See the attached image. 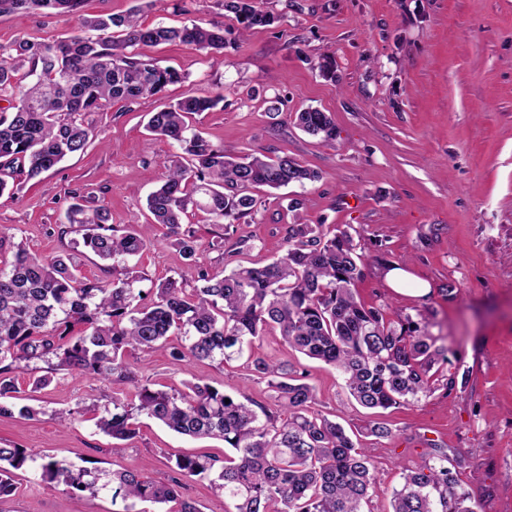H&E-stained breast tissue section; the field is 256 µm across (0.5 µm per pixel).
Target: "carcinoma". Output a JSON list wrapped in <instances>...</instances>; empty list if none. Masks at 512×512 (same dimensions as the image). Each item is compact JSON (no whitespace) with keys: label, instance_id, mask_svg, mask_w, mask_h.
Here are the masks:
<instances>
[{"label":"carcinoma","instance_id":"obj_1","mask_svg":"<svg viewBox=\"0 0 512 512\" xmlns=\"http://www.w3.org/2000/svg\"><path fill=\"white\" fill-rule=\"evenodd\" d=\"M82 2L0 0V13H76ZM224 11L246 31L277 20L254 0H224ZM224 41V27L217 24L146 26L134 12L86 18L80 31L57 43L19 42L16 57L0 59V92L16 94L9 110L0 112V170L26 180L47 173L87 148L91 130L82 113L98 112L114 100L154 96L184 79L178 70L135 53L138 46L179 43L218 54ZM33 75L34 82L21 85ZM223 100L219 93L193 95L149 113L150 136L177 143L188 156L187 163L168 167L147 197L152 223L122 231L110 223L106 205L77 198L58 229L62 236L76 234L65 257L37 256L0 235V251L12 253L0 262V416L40 413L18 404L15 372L52 363L57 371L79 370L124 386L96 420V428L112 438L113 452L137 436L141 415L181 435L218 437L228 452L179 456L170 461L168 482L155 483L136 471L78 468L55 455L0 445V500L16 490L12 471L37 461L41 480L94 497L109 494L113 512H149L145 503H176L175 512H199L183 496L195 480L223 491L231 512H364L375 484L371 455L341 424L313 409L314 388L294 368L248 355L251 372L268 379L270 406L245 395L230 398L208 383L155 389L129 362L131 351L164 350L174 360L222 364L277 331L288 347L335 367L350 396L366 409H398L435 390L431 371L447 349L412 318L387 322L380 308L357 300L363 255L346 230L330 235L320 224H290L284 255L262 267L237 265L222 276L202 267L190 293L174 279L146 291L136 288L142 276L128 266L124 277L110 282L80 274L75 255L126 261L150 245L155 224L195 262L200 245L192 227L182 223L188 207L222 225L224 233L209 243L220 250L232 224L257 212L249 189L278 190L318 179L288 154L233 158L190 127L192 116ZM294 122L309 135L336 141L328 112L308 107L295 113ZM76 326L80 334L68 337ZM174 335L181 339L176 346L168 343ZM467 500L442 453L404 470L390 512H475Z\"/></svg>","mask_w":512,"mask_h":512}]
</instances>
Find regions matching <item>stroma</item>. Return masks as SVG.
Wrapping results in <instances>:
<instances>
[{
  "label": "stroma",
  "mask_w": 512,
  "mask_h": 512,
  "mask_svg": "<svg viewBox=\"0 0 512 512\" xmlns=\"http://www.w3.org/2000/svg\"><path fill=\"white\" fill-rule=\"evenodd\" d=\"M274 12L269 27L240 35L220 0H84L75 14L44 10L0 14V48L27 40L60 41L83 19L139 9L147 25L191 21L224 28L223 57L187 45L146 48L184 82L159 95L112 103L83 117L92 131L82 154L41 177L20 181L0 198V231L39 256L62 251L57 227L73 196L106 205L113 224L149 222L146 198L180 153L177 144L147 140L151 112L189 95L220 93L224 104L196 115L195 126L225 154H288L318 180L275 192L255 190L258 213L235 223L223 251L207 244L219 225L188 208L200 262L184 259L161 226L133 263L147 289L168 278L197 284L199 267L223 273L261 267L287 249L302 197L310 224L347 229L363 255L358 298L382 308L387 320L412 317L445 337L447 358L436 366L440 388L414 404L383 411L391 439L363 438L375 465L371 512H389L403 469L448 454L463 491L478 512H512V0H257ZM328 54L335 78L312 63ZM284 102L270 119L268 99ZM330 112L338 137L327 144L299 130L291 115L306 107ZM405 270L429 292H396L389 267ZM255 355L294 364L314 388L315 408L344 426L372 420L348 394L333 366L309 359L264 336ZM140 374L154 388L204 381L230 395L267 400L264 379L244 360L226 364L176 361L158 351L140 357ZM23 396L42 412L33 419L0 417V444L36 448L87 468L128 469L166 481L168 456H220L224 443L194 439L141 418L138 436L120 454L96 430L90 409L111 404L113 385L77 370L53 374L33 390L29 372L16 373ZM454 379L453 390L442 386ZM73 410L68 426L56 414ZM14 494L0 512H112V499L91 497L40 480L33 466L15 473Z\"/></svg>",
  "instance_id": "obj_1"
}]
</instances>
